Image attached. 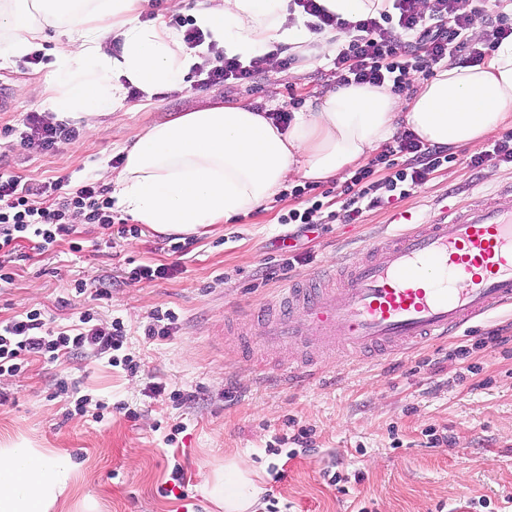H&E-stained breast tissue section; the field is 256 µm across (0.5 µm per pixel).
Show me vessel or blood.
Listing matches in <instances>:
<instances>
[{
	"mask_svg": "<svg viewBox=\"0 0 512 512\" xmlns=\"http://www.w3.org/2000/svg\"><path fill=\"white\" fill-rule=\"evenodd\" d=\"M390 222L391 233L254 310L260 345L384 358L512 305V185L442 206L422 229L409 210Z\"/></svg>",
	"mask_w": 512,
	"mask_h": 512,
	"instance_id": "vessel-or-blood-1",
	"label": "vessel or blood"
}]
</instances>
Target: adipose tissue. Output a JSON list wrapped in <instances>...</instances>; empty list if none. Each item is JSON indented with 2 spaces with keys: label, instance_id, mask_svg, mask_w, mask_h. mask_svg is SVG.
I'll use <instances>...</instances> for the list:
<instances>
[{
  "label": "adipose tissue",
  "instance_id": "ef3b65f1",
  "mask_svg": "<svg viewBox=\"0 0 512 512\" xmlns=\"http://www.w3.org/2000/svg\"><path fill=\"white\" fill-rule=\"evenodd\" d=\"M146 0H0V63L28 54L44 27L57 30L46 105L95 129L125 98L179 84L210 45L247 61L283 46L313 62L346 39L314 32L289 0H203L195 12L209 43L188 47L162 20L145 24ZM119 39L105 52L101 31ZM512 126V40L488 61L442 67L400 101L388 86H337L287 126L269 113L215 101L148 127L125 148L120 169L101 168L118 207L162 233L193 235L263 207L289 181L343 178L403 131L429 145L465 147ZM69 455L23 442L0 448V512H51L71 487ZM204 495L224 512H247L259 493L250 470L229 463L201 474Z\"/></svg>",
  "mask_w": 512,
  "mask_h": 512
}]
</instances>
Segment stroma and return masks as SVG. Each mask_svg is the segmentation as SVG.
<instances>
[{
    "label": "stroma",
    "instance_id": "stroma-1",
    "mask_svg": "<svg viewBox=\"0 0 512 512\" xmlns=\"http://www.w3.org/2000/svg\"><path fill=\"white\" fill-rule=\"evenodd\" d=\"M332 58L319 55L309 67L299 58L287 67L275 60L238 86L206 87L193 73L177 86L126 98L69 150L47 153L23 150L16 132L30 113L43 111L49 66L13 60L0 67V81L14 95L12 109L0 112V170L32 183L61 172L76 183L94 181L146 128L215 100L261 112L295 100L307 110L336 86ZM273 85L280 100L268 95ZM472 153L455 150L454 162L417 193L366 212L357 224L339 218L298 233L281 218L304 200L281 194L195 235L185 256L146 224L133 238L78 223L79 251L66 242L44 253L23 244L29 258L0 288V320L38 308L63 328L95 308L100 323L123 322L126 352L139 367L131 372L76 353L0 377V392L10 397L0 405V442L22 440L72 458L73 491L53 512H220L204 496L199 475L223 470L230 459L257 473L255 512H512V306L390 360L338 350L308 369L300 349L243 346L244 338L263 334L246 318L251 309L284 283L381 235L392 210L411 209L425 224L439 202L463 203L512 183V164L474 168ZM288 234L295 237V263L284 272L281 241ZM129 262H177L183 271L169 280L116 284L104 302L72 293L74 281L120 275ZM160 308L174 310L181 328L165 339L146 337L143 328ZM233 315L243 324L222 329ZM497 329L506 343L487 347ZM463 345L468 355L460 354ZM152 382L195 398L150 399L144 389ZM304 428L311 431L305 448L293 441ZM178 470L180 494L173 490ZM328 470L339 475L337 484L324 479Z\"/></svg>",
    "mask_w": 512,
    "mask_h": 512
}]
</instances>
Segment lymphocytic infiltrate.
I'll list each match as a JSON object with an SVG mask.
<instances>
[{
    "mask_svg": "<svg viewBox=\"0 0 512 512\" xmlns=\"http://www.w3.org/2000/svg\"><path fill=\"white\" fill-rule=\"evenodd\" d=\"M293 2L314 17V31L328 27L346 31L347 39L334 58L343 86L387 83L400 92L415 76L433 74L435 66L445 59L483 63L512 37V13L499 11L491 18L481 41L467 38L473 16L489 0H393L392 12L355 21L327 15L317 0ZM277 56V51L271 50L244 63L215 48L197 71L206 86L244 83ZM79 135L77 127L56 119L52 113L34 112L27 117L20 144L27 150L48 152L59 142ZM449 160L445 148L424 144L412 133H402L354 171L342 190L340 213L324 212L322 200L307 196L301 187L293 194L305 197L304 207L289 210L282 221L310 229L339 215L347 221L359 220L367 211L413 195ZM382 169L387 172L383 178L378 175ZM112 205L108 188L95 182L74 187L68 177L60 176L35 185L0 172V283H11L16 263L25 258L18 250L20 242H30L41 252L49 251L75 235L76 227L70 221L75 213L86 223L111 229L116 222ZM93 319L88 309L80 313L77 324L57 330L48 326L40 310L32 309L0 321V376L16 375L35 360L54 363L78 351L94 357L105 354L112 365L135 370L134 360L122 352L127 340L123 323L116 320L110 326L99 327Z\"/></svg>",
    "mask_w": 512,
    "mask_h": 512,
    "instance_id": "f902f5d3",
    "label": "lymphocytic infiltrate"
}]
</instances>
